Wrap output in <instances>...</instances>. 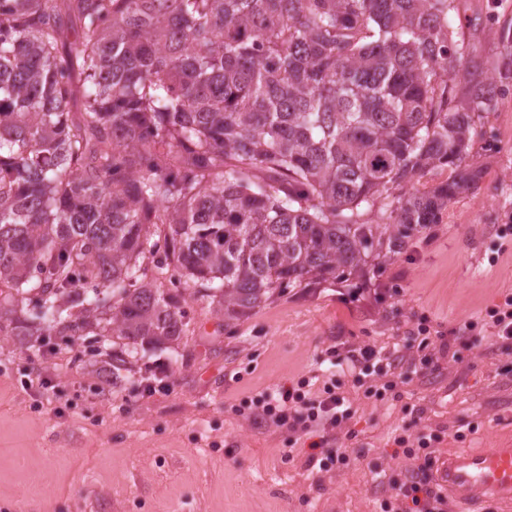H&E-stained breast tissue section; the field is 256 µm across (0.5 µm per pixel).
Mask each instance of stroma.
<instances>
[{
  "label": "stroma",
  "mask_w": 512,
  "mask_h": 512,
  "mask_svg": "<svg viewBox=\"0 0 512 512\" xmlns=\"http://www.w3.org/2000/svg\"><path fill=\"white\" fill-rule=\"evenodd\" d=\"M457 5L452 25L475 55V79L500 83L512 0ZM481 131L469 156L478 189L378 271L291 288L234 319L205 292L183 291L186 335L139 352L119 385L90 366L96 342L84 336L46 356L54 387L40 401L25 388L33 351L1 337L0 512H398L412 462L397 437L414 449L436 435L440 465L512 442V344L481 325L512 295V245L498 234L512 224V96H497ZM424 321L451 342L433 365L410 346ZM469 321L475 329L459 335ZM367 345L398 355L402 377L375 401L345 376L354 415L326 431L323 448L235 414L302 378L319 391L328 351L344 358ZM340 449L346 459L330 469L310 462Z\"/></svg>",
  "instance_id": "stroma-1"
}]
</instances>
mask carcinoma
Here are the masks:
<instances>
[{
	"mask_svg": "<svg viewBox=\"0 0 512 512\" xmlns=\"http://www.w3.org/2000/svg\"><path fill=\"white\" fill-rule=\"evenodd\" d=\"M456 0H0V336L182 338L173 271L236 318L372 262L476 188ZM84 75L75 81L74 71ZM83 99L79 117L70 104ZM430 195L381 206L443 167ZM46 308L28 317L27 307Z\"/></svg>",
	"mask_w": 512,
	"mask_h": 512,
	"instance_id": "1",
	"label": "carcinoma"
}]
</instances>
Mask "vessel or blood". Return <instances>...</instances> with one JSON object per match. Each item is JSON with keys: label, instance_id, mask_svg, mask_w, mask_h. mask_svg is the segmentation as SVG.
<instances>
[{"label": "vessel or blood", "instance_id": "vessel-or-blood-1", "mask_svg": "<svg viewBox=\"0 0 512 512\" xmlns=\"http://www.w3.org/2000/svg\"><path fill=\"white\" fill-rule=\"evenodd\" d=\"M440 481L463 512H471L487 496L512 501V445L463 451L449 456Z\"/></svg>", "mask_w": 512, "mask_h": 512}]
</instances>
